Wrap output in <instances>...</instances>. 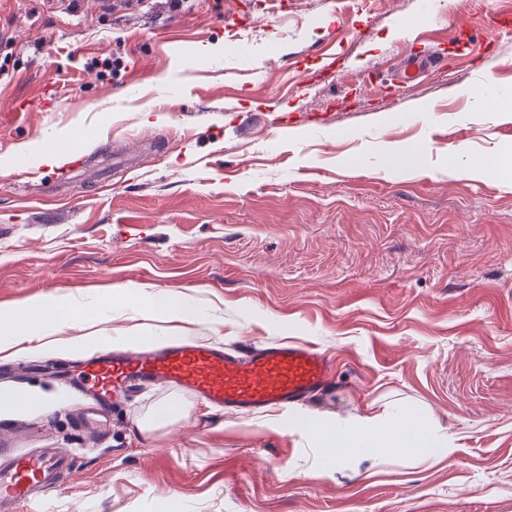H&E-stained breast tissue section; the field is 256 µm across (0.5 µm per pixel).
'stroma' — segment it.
Masks as SVG:
<instances>
[{"label":"stroma","mask_w":512,"mask_h":512,"mask_svg":"<svg viewBox=\"0 0 512 512\" xmlns=\"http://www.w3.org/2000/svg\"><path fill=\"white\" fill-rule=\"evenodd\" d=\"M231 12L253 19L238 56ZM507 13L512 0H0V157L14 160L0 306L60 292L132 336L141 319L108 286L170 290L201 308L192 339L305 342L335 364L286 412L137 386L98 434L72 405L98 352L79 328L54 350L0 352V388L45 402L0 428L74 460L46 512H512ZM77 132L96 140L79 168L26 163L25 146ZM477 159L496 172L469 176ZM171 400L189 420L138 429ZM402 408L450 455L336 459L307 429Z\"/></svg>","instance_id":"35a3bbf8"}]
</instances>
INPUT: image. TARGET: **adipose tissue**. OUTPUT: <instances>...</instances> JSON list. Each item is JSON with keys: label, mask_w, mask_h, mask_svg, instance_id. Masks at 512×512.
<instances>
[{"label": "adipose tissue", "mask_w": 512, "mask_h": 512, "mask_svg": "<svg viewBox=\"0 0 512 512\" xmlns=\"http://www.w3.org/2000/svg\"><path fill=\"white\" fill-rule=\"evenodd\" d=\"M120 295L133 297L145 320L139 331L150 341L158 333V323L191 324L201 317V311L195 304L185 301L173 291L133 294L124 288ZM63 320L85 324L89 321V312L72 306L61 296L28 298L14 307L0 310V351L24 342L41 341ZM309 430L322 447L335 449L342 455L353 452L362 443L392 457H401L414 450L429 455L448 452L438 435L408 409L398 411L392 423L386 426L377 424L375 417L368 416L351 428L336 429L320 422L310 425Z\"/></svg>", "instance_id": "1"}]
</instances>
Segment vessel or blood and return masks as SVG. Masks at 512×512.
<instances>
[{"label": "vessel or blood", "mask_w": 512, "mask_h": 512, "mask_svg": "<svg viewBox=\"0 0 512 512\" xmlns=\"http://www.w3.org/2000/svg\"><path fill=\"white\" fill-rule=\"evenodd\" d=\"M331 359L302 342L263 345L246 356L205 343L175 344L155 352L114 355L103 351L78 378L98 415L139 382L160 383L205 400L220 410L253 414L288 408L322 393L333 376ZM71 465L66 456L18 454L0 443V512H19L47 497Z\"/></svg>", "instance_id": "b4317fda"}]
</instances>
